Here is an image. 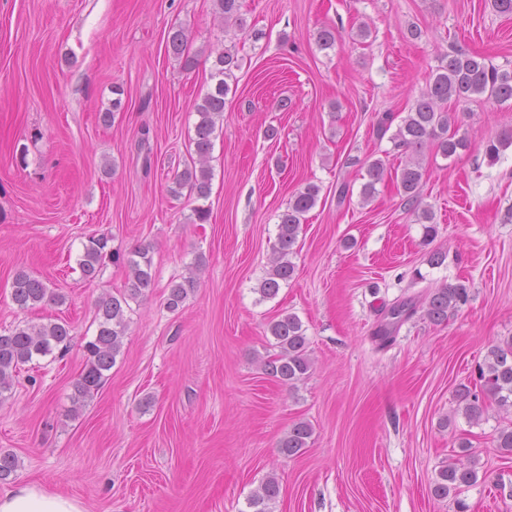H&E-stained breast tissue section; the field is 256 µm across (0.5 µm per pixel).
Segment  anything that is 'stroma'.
Listing matches in <instances>:
<instances>
[{
  "mask_svg": "<svg viewBox=\"0 0 512 512\" xmlns=\"http://www.w3.org/2000/svg\"><path fill=\"white\" fill-rule=\"evenodd\" d=\"M241 12L262 39L234 44L213 0H0V333L64 320L73 334L66 353L20 366L0 403V449L19 460L0 492L37 484L87 512H249L250 492L273 475L271 512H457L461 501L512 512V455L494 441L512 414L493 405L472 425L456 402L488 349L512 336V145L485 155L512 129V101L449 104L467 147L421 156L431 243L395 185L361 197L367 161H401L377 136L378 116L409 112L448 53L511 70L512 15L493 0H243ZM174 27L193 69L166 46ZM324 27L334 48L316 42ZM229 45L239 67L215 131L210 215L195 224L197 201L175 177L191 164L209 58ZM309 183L320 193L295 274L261 299L279 217ZM102 236L112 250L148 246L154 286L132 303L104 386L75 414L95 303L128 278L109 260L83 277V246ZM433 251L442 264L429 265ZM21 270L63 303L20 310ZM190 273L194 292L169 310L171 283ZM448 283L469 301L447 322L415 313L377 346L386 308ZM286 313L312 360L292 388L257 363L268 322ZM299 420L311 443L283 457L278 442ZM463 438L478 480L436 499L430 486Z\"/></svg>",
  "mask_w": 512,
  "mask_h": 512,
  "instance_id": "obj_1",
  "label": "stroma"
}]
</instances>
